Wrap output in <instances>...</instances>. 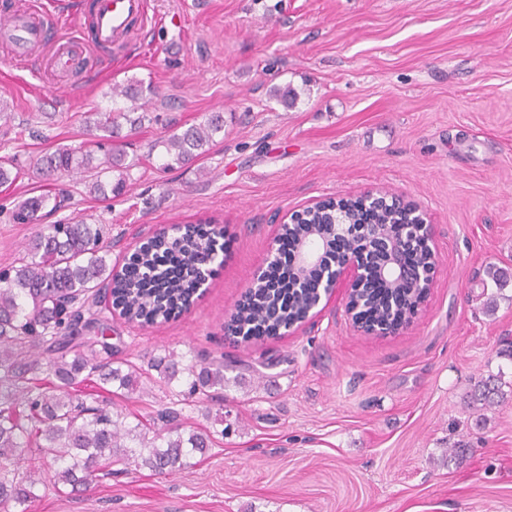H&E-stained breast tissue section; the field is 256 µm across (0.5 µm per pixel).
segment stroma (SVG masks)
<instances>
[{
  "instance_id": "obj_1",
  "label": "stroma",
  "mask_w": 512,
  "mask_h": 512,
  "mask_svg": "<svg viewBox=\"0 0 512 512\" xmlns=\"http://www.w3.org/2000/svg\"><path fill=\"white\" fill-rule=\"evenodd\" d=\"M148 17L73 100L0 59V156L23 167L0 190V270L49 223L100 225L114 262L158 228L220 226L224 261L188 310L138 324L104 293L82 335L117 366L172 352L224 362L230 382L211 399L183 375L126 396L81 385L80 401L126 423L172 411L212 444L170 474L40 489L29 512H512V0H148ZM129 78L142 97L113 100ZM116 106L151 117L126 140L136 165L121 195L98 196L87 175H37L56 148H91L86 118ZM212 112L224 129L208 152L166 168L161 138ZM373 187L433 226L438 267L416 318L359 333L340 289L290 335L226 339L283 218ZM62 189L46 222L14 223L17 204ZM488 375L501 403L469 408Z\"/></svg>"
}]
</instances>
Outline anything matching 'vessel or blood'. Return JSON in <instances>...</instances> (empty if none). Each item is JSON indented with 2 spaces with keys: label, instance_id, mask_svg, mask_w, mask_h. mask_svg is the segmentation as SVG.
Listing matches in <instances>:
<instances>
[{
  "label": "vessel or blood",
  "instance_id": "b4317fda",
  "mask_svg": "<svg viewBox=\"0 0 512 512\" xmlns=\"http://www.w3.org/2000/svg\"><path fill=\"white\" fill-rule=\"evenodd\" d=\"M144 17V0H24L0 10V44L14 65L60 77L77 73L91 84L112 65L103 49L125 41ZM63 18L74 22L73 35H56Z\"/></svg>",
  "mask_w": 512,
  "mask_h": 512
}]
</instances>
